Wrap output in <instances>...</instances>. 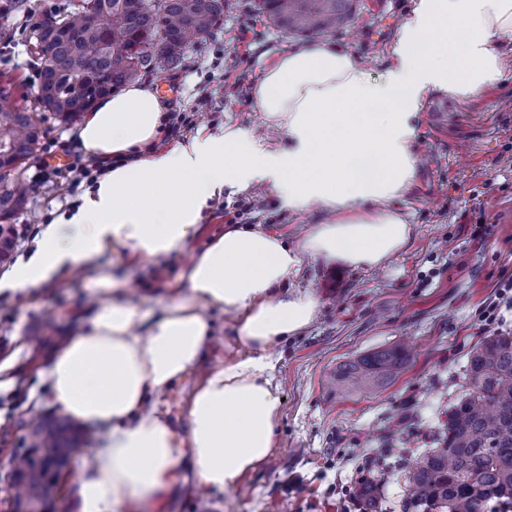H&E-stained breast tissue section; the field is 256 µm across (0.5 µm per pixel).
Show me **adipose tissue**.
I'll use <instances>...</instances> for the list:
<instances>
[{
	"mask_svg": "<svg viewBox=\"0 0 512 512\" xmlns=\"http://www.w3.org/2000/svg\"><path fill=\"white\" fill-rule=\"evenodd\" d=\"M504 36L512 0H416L381 77L336 43L295 46L252 92L287 140L278 149L232 125L158 148L167 114L140 83L86 112L77 142L105 172L78 207L45 225L7 289L40 288L120 249L150 260L180 253L228 188L265 185L289 208L317 207L328 219L292 246L258 226H225L184 271V296L156 317L109 280L111 299L43 369L62 412L106 433L77 483L79 512H150L185 463L203 486L225 491L269 458L281 415L275 350L318 309L311 291L288 290L289 278L307 260L377 268L407 245L411 226L391 203L413 183L420 105L436 90L465 99L496 85ZM209 307L235 315L239 354L206 374L177 427L145 405L200 361L213 332Z\"/></svg>",
	"mask_w": 512,
	"mask_h": 512,
	"instance_id": "ef3b65f1",
	"label": "adipose tissue"
}]
</instances>
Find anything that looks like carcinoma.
<instances>
[{
    "label": "carcinoma",
    "mask_w": 512,
    "mask_h": 512,
    "mask_svg": "<svg viewBox=\"0 0 512 512\" xmlns=\"http://www.w3.org/2000/svg\"><path fill=\"white\" fill-rule=\"evenodd\" d=\"M355 0H258L274 28L289 34H327L352 17ZM224 16V0H84L48 16L31 37L46 56L37 101L63 120L75 118L112 90L156 71L179 69L192 46ZM42 137L35 114L12 102L0 85V262L15 241L14 217L27 203L17 170ZM396 343L343 363L332 383L373 391L409 360ZM469 384L448 414L435 446L405 474V512H485L489 499L512 504V333L482 339L466 366ZM89 436L61 415L31 424L10 451L9 512H54L64 475ZM377 486L358 494L373 512Z\"/></svg>",
    "instance_id": "cac0c4a2"
}]
</instances>
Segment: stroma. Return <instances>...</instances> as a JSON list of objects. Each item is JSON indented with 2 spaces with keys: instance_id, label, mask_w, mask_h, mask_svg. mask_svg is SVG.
<instances>
[{
  "instance_id": "obj_1",
  "label": "stroma",
  "mask_w": 512,
  "mask_h": 512,
  "mask_svg": "<svg viewBox=\"0 0 512 512\" xmlns=\"http://www.w3.org/2000/svg\"><path fill=\"white\" fill-rule=\"evenodd\" d=\"M79 3L23 0L22 8L12 9L11 42L0 43V83L13 87L15 104L35 112L44 131L21 171L28 204L15 220V248L0 264L2 280L38 248L42 225L78 205L82 195L44 164L50 155L79 158L78 123L39 109L36 93L45 57L30 39L44 15L65 13ZM414 3L357 0L351 23L328 39L381 76ZM250 25L259 35L246 48L241 31ZM298 42L266 24L257 0H224L223 19L192 49L183 68L146 76L145 82L161 93L167 112L196 114L213 133L234 124L262 146L282 147L284 136L270 131L242 92L254 88L265 69ZM205 95L208 106H199ZM415 125L414 182L393 204L409 216L407 247L376 269L309 261L293 281L294 287L311 290L320 308L314 322L283 347L273 372L283 404L269 458L243 478L241 487L226 491L198 490L191 470L181 469L156 512H342L345 494L366 464L378 483V512H403L405 465L433 447L449 410L465 393L466 363L483 338L480 313L494 299L498 283L512 276V165L505 159L512 149V65L500 83L468 100L430 92ZM255 198L265 208L244 215L243 223L261 225L291 245L324 219L316 210H288L272 193L228 188L204 212L185 250L164 263L124 250L66 272L39 290L0 292V365L11 380L0 389V459L32 418L56 412L41 374L55 347L36 341L47 324H54L58 335H71L95 299H110L103 278L112 273L124 277L130 300L149 313L160 312L180 293V273L223 232L225 208ZM479 222L490 226L482 239L472 235ZM207 315L214 339L199 369L147 402L175 424L203 370L233 354L228 345L233 315L216 309ZM403 341L412 355L385 387L370 393L329 389L339 363Z\"/></svg>"
}]
</instances>
